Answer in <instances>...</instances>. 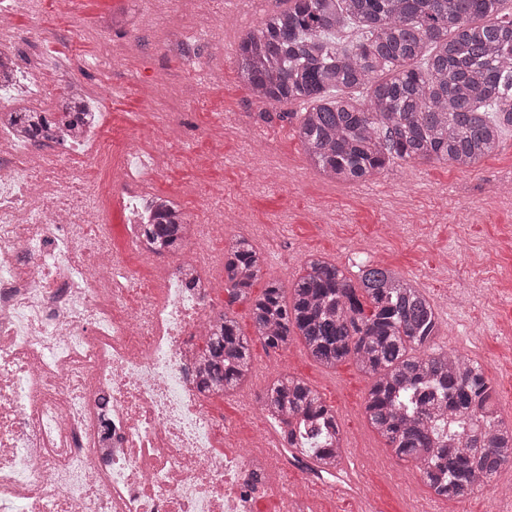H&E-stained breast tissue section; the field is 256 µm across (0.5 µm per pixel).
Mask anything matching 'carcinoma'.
I'll return each instance as SVG.
<instances>
[{"label": "carcinoma", "mask_w": 512, "mask_h": 512, "mask_svg": "<svg viewBox=\"0 0 512 512\" xmlns=\"http://www.w3.org/2000/svg\"><path fill=\"white\" fill-rule=\"evenodd\" d=\"M236 48L241 82L265 106L301 102L296 134L327 179L351 183L396 161L448 162L460 170L496 155L512 130V0H284ZM356 37L345 43L339 33ZM367 90L356 103L350 92ZM80 96L56 112L9 113L30 137L81 129ZM144 216L143 236L182 250L189 223L163 195ZM264 259L245 238L224 246V300L218 327L201 347L202 384L228 392L251 371L248 339L227 309L251 303L257 336L270 348L299 337L320 365L352 360L370 377V426L400 460L413 462L438 497L461 499L512 465V426L498 419L496 389L479 362L432 347L440 322L427 295L396 271L366 262L352 279L312 255L290 294L253 287ZM288 428L316 469L338 467L336 415L304 381L283 375L261 401Z\"/></svg>", "instance_id": "cac0c4a2"}]
</instances>
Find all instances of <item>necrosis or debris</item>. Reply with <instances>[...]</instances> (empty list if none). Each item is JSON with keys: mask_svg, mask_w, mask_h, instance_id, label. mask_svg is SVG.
I'll return each mask as SVG.
<instances>
[{"mask_svg": "<svg viewBox=\"0 0 512 512\" xmlns=\"http://www.w3.org/2000/svg\"><path fill=\"white\" fill-rule=\"evenodd\" d=\"M101 150L96 128L61 155L0 126V512H256L270 492L290 512L302 491L261 480L286 456L280 416L230 448L198 389L214 290L182 270L203 244L157 299L87 233Z\"/></svg>", "mask_w": 512, "mask_h": 512, "instance_id": "1", "label": "necrosis or debris"}]
</instances>
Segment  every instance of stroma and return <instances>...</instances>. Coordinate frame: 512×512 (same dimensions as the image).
I'll list each match as a JSON object with an SVG mask.
<instances>
[{"label": "stroma", "mask_w": 512, "mask_h": 512, "mask_svg": "<svg viewBox=\"0 0 512 512\" xmlns=\"http://www.w3.org/2000/svg\"><path fill=\"white\" fill-rule=\"evenodd\" d=\"M198 0H179L169 11L144 13L142 0H80L77 11L59 0L16 6L15 30L51 34L45 47L10 45L21 70L31 71L39 50L84 66L82 90L104 114L107 150L89 168L103 194V222L113 248L124 250L132 217L127 196L109 192L112 167L128 151L135 192L179 199L189 218L209 212L223 218L224 233L210 234L201 268L221 287L218 263L226 240L246 238L265 257L262 276L290 288L305 256L318 254L354 276L362 261L389 266L421 288L433 303L441 331L437 348L478 361L498 393V413L512 422V132L500 152L469 170L446 162H397L364 182L324 179L307 161L287 117H260L262 106L240 82L235 53L239 35L259 27L279 0H215V33L200 40ZM189 45L178 56L175 43ZM125 50L118 67L100 64L105 46ZM169 164L154 171L144 157L160 147ZM223 196H210L212 187ZM250 339L253 376L224 395L220 406L231 443L247 447L266 425L261 410L244 414L240 403L257 399L279 376L306 382L331 406L346 440L340 480L314 477L311 466L279 464L268 474L306 487L304 512H512L501 489L512 485L504 467L491 485L467 498L432 495L418 468L399 460L370 427L365 400L370 379L353 361L325 368L300 339L272 349L256 336L249 304L231 307Z\"/></svg>", "instance_id": "stroma-1"}]
</instances>
